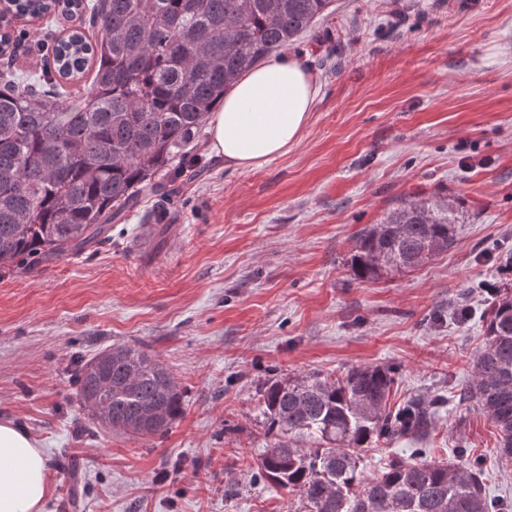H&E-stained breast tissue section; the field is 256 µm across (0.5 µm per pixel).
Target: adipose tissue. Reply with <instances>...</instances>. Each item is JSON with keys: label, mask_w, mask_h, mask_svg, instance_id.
Wrapping results in <instances>:
<instances>
[{"label": "adipose tissue", "mask_w": 512, "mask_h": 512, "mask_svg": "<svg viewBox=\"0 0 512 512\" xmlns=\"http://www.w3.org/2000/svg\"><path fill=\"white\" fill-rule=\"evenodd\" d=\"M318 96L301 59L272 56L226 88L208 116V147L225 166L250 171L299 140ZM52 492L44 454L24 429L0 420V512H43Z\"/></svg>", "instance_id": "1"}]
</instances>
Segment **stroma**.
Here are the masks:
<instances>
[{
  "mask_svg": "<svg viewBox=\"0 0 512 512\" xmlns=\"http://www.w3.org/2000/svg\"><path fill=\"white\" fill-rule=\"evenodd\" d=\"M288 51L319 87L288 154L235 170L199 131L173 203L143 195L109 243L0 276V419L44 451V512H299L248 473L269 442L261 392L370 364L394 369L391 406L447 403L422 442L371 444L365 475L418 445L448 462L462 446L512 512L497 431L457 399L512 274V0H333ZM440 188L469 208L448 252L355 279L354 235ZM115 344L149 347L183 389L165 433L97 429L81 407L80 366Z\"/></svg>",
  "mask_w": 512,
  "mask_h": 512,
  "instance_id": "obj_1",
  "label": "stroma"
}]
</instances>
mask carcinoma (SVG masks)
<instances>
[{"mask_svg": "<svg viewBox=\"0 0 512 512\" xmlns=\"http://www.w3.org/2000/svg\"><path fill=\"white\" fill-rule=\"evenodd\" d=\"M63 11L98 29L74 30L41 74L0 71V270L31 268L85 251L143 192L167 197L174 166L244 71L287 47L331 0H80ZM93 75L74 103L56 77ZM462 199L440 189L398 200L353 239L348 267L375 281L445 253L463 223ZM94 421L141 437L166 432L184 392L145 348L112 345L78 370ZM392 368L360 365L338 377L267 383L260 414L272 437L250 466L298 497L302 512H499L468 450L458 462L394 458L366 476L362 452L380 439L425 435L436 397L389 407ZM460 398L497 430L512 461V285L495 289L485 341Z\"/></svg>", "mask_w": 512, "mask_h": 512, "instance_id": "cac0c4a2", "label": "carcinoma"}]
</instances>
